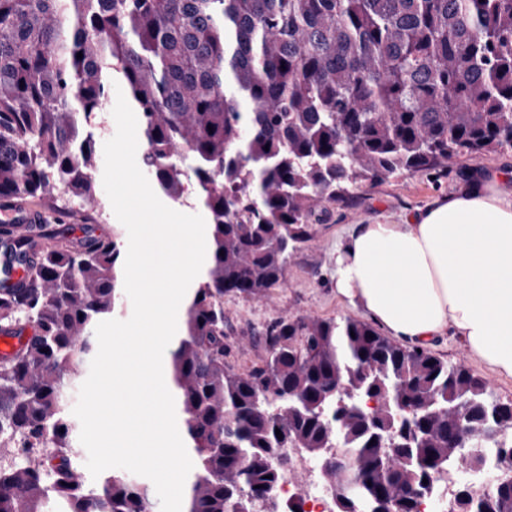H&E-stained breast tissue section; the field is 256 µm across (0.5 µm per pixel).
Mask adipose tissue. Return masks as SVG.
I'll list each match as a JSON object with an SVG mask.
<instances>
[{
  "instance_id": "adipose-tissue-1",
  "label": "adipose tissue",
  "mask_w": 512,
  "mask_h": 512,
  "mask_svg": "<svg viewBox=\"0 0 512 512\" xmlns=\"http://www.w3.org/2000/svg\"><path fill=\"white\" fill-rule=\"evenodd\" d=\"M336 292L390 336H449L512 378V196L472 182L400 223L353 225Z\"/></svg>"
}]
</instances>
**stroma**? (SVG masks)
Returning a JSON list of instances; mask_svg holds the SVG:
<instances>
[{
  "label": "stroma",
  "mask_w": 512,
  "mask_h": 512,
  "mask_svg": "<svg viewBox=\"0 0 512 512\" xmlns=\"http://www.w3.org/2000/svg\"><path fill=\"white\" fill-rule=\"evenodd\" d=\"M488 181L512 193V150L499 151L478 160L450 162L447 170L405 173L383 183H363L352 199L328 204L324 221L312 225L310 237L294 252L284 282L257 300L239 294L224 296V363L239 374L263 365L267 351L262 340L266 326L275 318L358 317V310L336 294L335 257L338 245L353 224L396 221L424 210L436 198L448 195L471 181ZM43 211L60 213L62 224H91L108 233L119 221L113 210L97 213L85 205L62 208L57 197L44 199ZM432 353L451 364L465 365L487 382L494 397L512 401V378L494 374L471 357L460 341L444 338Z\"/></svg>",
  "instance_id": "obj_1"
}]
</instances>
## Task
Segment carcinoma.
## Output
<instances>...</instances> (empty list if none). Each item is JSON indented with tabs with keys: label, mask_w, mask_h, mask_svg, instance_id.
<instances>
[{
	"label": "carcinoma",
	"mask_w": 512,
	"mask_h": 512,
	"mask_svg": "<svg viewBox=\"0 0 512 512\" xmlns=\"http://www.w3.org/2000/svg\"><path fill=\"white\" fill-rule=\"evenodd\" d=\"M116 84L140 114L151 185L207 212L170 351L197 458L184 512H252L277 494L272 456L290 444L342 455L322 466L340 512H419L439 472L484 463L462 448L467 432L512 466V441L495 437L512 411L483 379L364 321L278 317L263 366L224 364V294L260 299L282 282L326 204L512 149V0H0V201L97 203L85 124ZM1 234L18 258L37 245ZM120 239L59 240L29 287L0 288V325L34 330L0 359V512H153L121 470L85 485L63 400L96 325L120 311ZM338 382L361 409L338 410ZM457 500L456 512H512V482Z\"/></svg>",
	"instance_id": "carcinoma-1"
}]
</instances>
